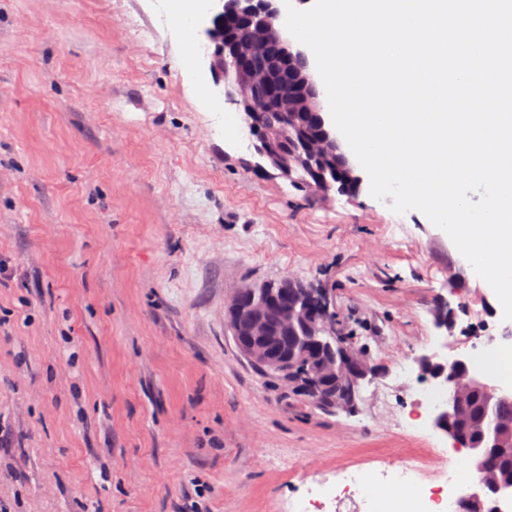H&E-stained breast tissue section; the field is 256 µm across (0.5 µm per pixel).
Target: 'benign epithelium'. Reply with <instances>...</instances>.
<instances>
[{
  "label": "benign epithelium",
  "instance_id": "benign-epithelium-1",
  "mask_svg": "<svg viewBox=\"0 0 512 512\" xmlns=\"http://www.w3.org/2000/svg\"><path fill=\"white\" fill-rule=\"evenodd\" d=\"M281 0H217L216 10L204 28L205 38L219 45V56L209 59V72L215 84L223 85L225 100L235 105L249 132L250 148L258 158L256 167L294 181L296 164L306 158L329 163L330 177L312 172L318 192L335 190L357 194L362 177L342 150L336 132L329 125L319 100L307 56L292 47L280 25ZM236 22L243 34L229 36L227 25ZM278 43L281 59L266 54V47ZM288 65L289 86L277 82L280 63ZM279 112L288 122H257L258 109ZM311 118L321 131L291 145L290 129H302ZM256 288L236 289L224 307V325L235 343L252 361L270 365L294 383L292 370L299 357L311 352L310 375L315 395L336 413L351 414L358 409L365 382L375 378L378 364L361 348L355 347L336 329L333 301L324 288H311L286 274L268 284L262 302L255 301ZM457 311L445 305L437 308L433 324L442 336L453 332ZM422 380L444 388L446 397L430 417L433 430L464 449L477 471L490 448H505L512 423L499 417L500 408L512 404V389L493 383L480 372L467 350L448 357L437 351L412 357ZM481 398L478 410H471L474 398ZM512 501V478H479L460 502L463 512H501L499 506Z\"/></svg>",
  "mask_w": 512,
  "mask_h": 512
}]
</instances>
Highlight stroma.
<instances>
[{"label":"stroma","mask_w":512,"mask_h":512,"mask_svg":"<svg viewBox=\"0 0 512 512\" xmlns=\"http://www.w3.org/2000/svg\"><path fill=\"white\" fill-rule=\"evenodd\" d=\"M158 10L0 0V512H283L403 448L461 468L395 364L501 336L492 290L422 212L256 171ZM284 274L385 365L357 412L310 408L225 330L235 288ZM441 302L470 308L446 338Z\"/></svg>","instance_id":"35a3bbf8"}]
</instances>
